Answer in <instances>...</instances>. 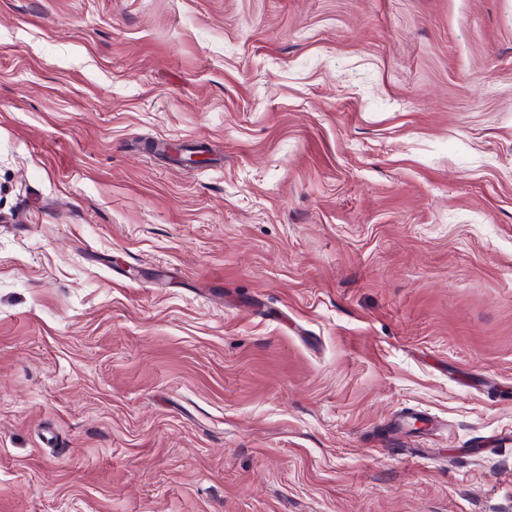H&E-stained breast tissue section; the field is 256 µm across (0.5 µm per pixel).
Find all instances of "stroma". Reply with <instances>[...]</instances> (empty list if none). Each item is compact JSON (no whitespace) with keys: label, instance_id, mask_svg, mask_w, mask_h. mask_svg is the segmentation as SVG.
Masks as SVG:
<instances>
[{"label":"stroma","instance_id":"stroma-1","mask_svg":"<svg viewBox=\"0 0 512 512\" xmlns=\"http://www.w3.org/2000/svg\"><path fill=\"white\" fill-rule=\"evenodd\" d=\"M508 433L512 0H0V512H512Z\"/></svg>","mask_w":512,"mask_h":512}]
</instances>
